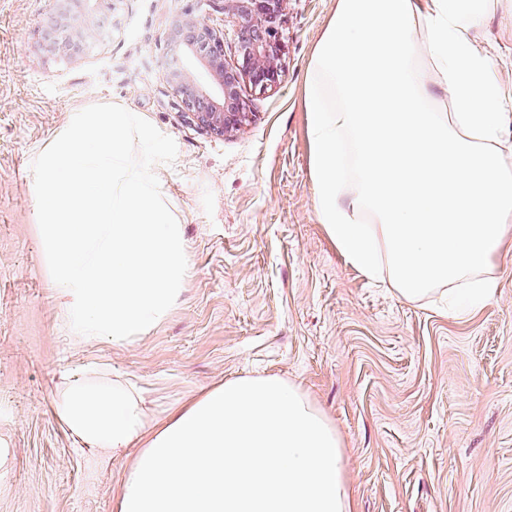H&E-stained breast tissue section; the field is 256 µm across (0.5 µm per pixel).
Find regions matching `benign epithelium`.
I'll use <instances>...</instances> for the list:
<instances>
[{
    "label": "benign epithelium",
    "mask_w": 512,
    "mask_h": 512,
    "mask_svg": "<svg viewBox=\"0 0 512 512\" xmlns=\"http://www.w3.org/2000/svg\"><path fill=\"white\" fill-rule=\"evenodd\" d=\"M286 0H224V13L235 20L239 59L230 66L224 40L194 14L177 22L167 40L186 54L185 67L169 75L175 92L198 123L217 135L237 133L249 118L240 100L243 82L263 92L280 83L282 15ZM70 26L53 36L58 53L68 55L90 34L95 14L109 0H68Z\"/></svg>",
    "instance_id": "obj_1"
}]
</instances>
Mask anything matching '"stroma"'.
I'll list each match as a JSON object with an SVG mask.
<instances>
[{"label":"stroma","mask_w":512,"mask_h":512,"mask_svg":"<svg viewBox=\"0 0 512 512\" xmlns=\"http://www.w3.org/2000/svg\"><path fill=\"white\" fill-rule=\"evenodd\" d=\"M336 0H286L280 84H242L243 129L201 127L166 80L173 24L193 13L235 63L224 0H114L108 36L50 53L54 0H0V512H117L125 457L76 448L52 406L61 372L106 364L152 414L239 376L304 392L341 439L356 512H512V241L492 298L408 300L338 252L313 204L306 83ZM477 39L512 92V20ZM116 104L177 145L156 163L188 268L133 341L77 343L62 321L31 162L75 111Z\"/></svg>","instance_id":"obj_1"}]
</instances>
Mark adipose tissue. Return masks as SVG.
Segmentation results:
<instances>
[{
	"instance_id": "ef3b65f1",
	"label": "adipose tissue",
	"mask_w": 512,
	"mask_h": 512,
	"mask_svg": "<svg viewBox=\"0 0 512 512\" xmlns=\"http://www.w3.org/2000/svg\"><path fill=\"white\" fill-rule=\"evenodd\" d=\"M502 0H336L307 82L314 205L342 256L413 300L512 235L504 89L475 32ZM53 413L77 448L130 454L118 512H354L342 443L298 388L241 377L150 416L91 366Z\"/></svg>"
}]
</instances>
